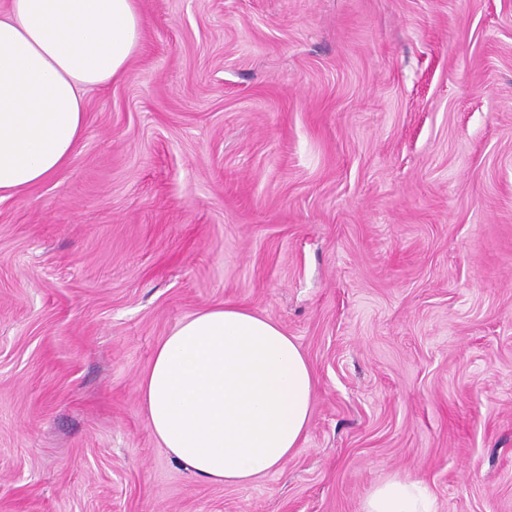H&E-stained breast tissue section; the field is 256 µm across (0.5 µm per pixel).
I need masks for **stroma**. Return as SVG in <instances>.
I'll use <instances>...</instances> for the list:
<instances>
[{"instance_id": "obj_1", "label": "stroma", "mask_w": 512, "mask_h": 512, "mask_svg": "<svg viewBox=\"0 0 512 512\" xmlns=\"http://www.w3.org/2000/svg\"><path fill=\"white\" fill-rule=\"evenodd\" d=\"M58 177L0 200V512H512V0H137ZM270 317L302 449L195 478L138 384L188 315ZM362 512H436L435 499L421 481L393 475L371 488Z\"/></svg>"}]
</instances>
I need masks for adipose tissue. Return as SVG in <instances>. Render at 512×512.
<instances>
[{
	"instance_id": "1",
	"label": "adipose tissue",
	"mask_w": 512,
	"mask_h": 512,
	"mask_svg": "<svg viewBox=\"0 0 512 512\" xmlns=\"http://www.w3.org/2000/svg\"><path fill=\"white\" fill-rule=\"evenodd\" d=\"M142 38L136 0H10L0 12V199L59 175L85 129L83 92L124 76ZM314 379L269 317L220 304L180 321L139 382L149 427L195 476L244 486L303 445ZM362 512H436L393 475Z\"/></svg>"
}]
</instances>
